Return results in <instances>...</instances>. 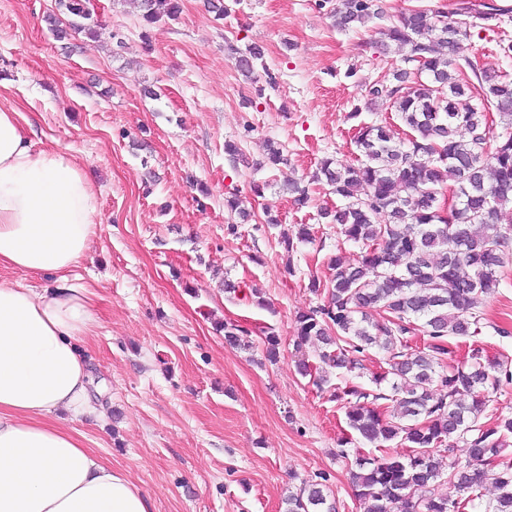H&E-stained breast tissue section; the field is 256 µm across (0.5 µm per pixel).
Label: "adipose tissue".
Segmentation results:
<instances>
[{
    "mask_svg": "<svg viewBox=\"0 0 512 512\" xmlns=\"http://www.w3.org/2000/svg\"><path fill=\"white\" fill-rule=\"evenodd\" d=\"M19 118L0 106V266L54 280H0V512H152L72 426L106 417L83 349L95 293L72 279L97 233L96 191L73 156L34 148Z\"/></svg>",
    "mask_w": 512,
    "mask_h": 512,
    "instance_id": "obj_1",
    "label": "adipose tissue"
}]
</instances>
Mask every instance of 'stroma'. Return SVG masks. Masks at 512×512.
Segmentation results:
<instances>
[{
  "instance_id": "obj_1",
  "label": "stroma",
  "mask_w": 512,
  "mask_h": 512,
  "mask_svg": "<svg viewBox=\"0 0 512 512\" xmlns=\"http://www.w3.org/2000/svg\"><path fill=\"white\" fill-rule=\"evenodd\" d=\"M179 3L178 20L144 28L129 0H100L96 37L58 41L45 22L56 0H0V105L20 112L35 148L74 154L99 200L75 275L96 292L88 352L108 418L77 428L153 512H286L320 472L338 512H363L339 456L344 412L294 366L295 317L317 301L309 279L329 276L330 256L353 263L360 251L318 223L337 202L326 186L311 183L301 208L280 184L309 180L326 156L355 164L358 123L389 115L366 87L389 81L401 55L378 52V22L337 31L320 0H225L221 19L206 0ZM504 38L511 18L478 21L464 53L512 77ZM254 43L280 75L260 95L229 57ZM271 139L288 158L277 169L263 164ZM231 192L254 222L226 208ZM301 224L314 241L285 253L281 237ZM481 314V335L458 339L457 355L477 345L512 358V334L494 331H512V270ZM226 321L250 330V346L225 341ZM267 331L281 339L274 364Z\"/></svg>"
}]
</instances>
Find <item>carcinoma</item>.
<instances>
[{
    "mask_svg": "<svg viewBox=\"0 0 512 512\" xmlns=\"http://www.w3.org/2000/svg\"><path fill=\"white\" fill-rule=\"evenodd\" d=\"M134 2L146 25L180 14L178 0ZM88 3L58 0L62 15L45 18L55 38L95 36ZM489 11L506 13L457 0L451 12L444 5L405 9L380 29L376 48L402 52L404 66L390 82L368 86L367 96L394 112L406 137L385 123L364 122L354 135L358 165L326 158L311 176L344 200L319 218L360 246L361 259L347 264L338 255L333 274L309 281L320 303L295 318L296 367L321 390L330 384L327 367L361 370L362 357L373 349L386 364L372 375L375 389L347 379L332 392L348 427L375 450L365 455L348 447L351 439L342 440L340 457L350 463L364 512H465L488 482L494 494L484 512H512V463L500 460L512 437V415L482 421L490 402L512 383V366L479 348L456 361L452 343L481 333L479 307L512 267L506 228L495 222L500 209L512 205V80L463 54L470 37L465 20H486ZM332 17L336 29L347 32L383 18V10L378 0H338ZM263 56L256 44L231 52L247 77ZM491 112L499 114V131ZM284 161L281 145L268 140L266 162ZM313 235L311 225L301 224L296 238L284 236L281 245L290 254L294 242ZM373 310L385 322L371 320ZM421 335L426 340L419 347L413 341ZM313 341L325 346L319 367L302 355ZM386 401L398 412H388ZM395 440L406 452L386 450ZM453 440L465 444V456L453 455ZM326 481L324 473L304 481L288 496L287 512H336L323 493ZM449 484L457 489L455 499L443 492Z\"/></svg>",
    "mask_w": 512,
    "mask_h": 512,
    "instance_id": "1",
    "label": "carcinoma"
}]
</instances>
